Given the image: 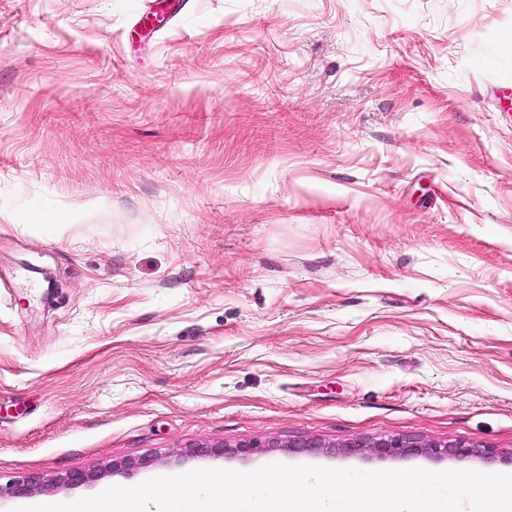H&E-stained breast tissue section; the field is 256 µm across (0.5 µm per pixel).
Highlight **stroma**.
<instances>
[{
  "label": "stroma",
  "instance_id": "obj_1",
  "mask_svg": "<svg viewBox=\"0 0 512 512\" xmlns=\"http://www.w3.org/2000/svg\"><path fill=\"white\" fill-rule=\"evenodd\" d=\"M147 13L0 0V483L48 487L0 512L274 463L512 474V0ZM384 436L478 454L345 450Z\"/></svg>",
  "mask_w": 512,
  "mask_h": 512
}]
</instances>
